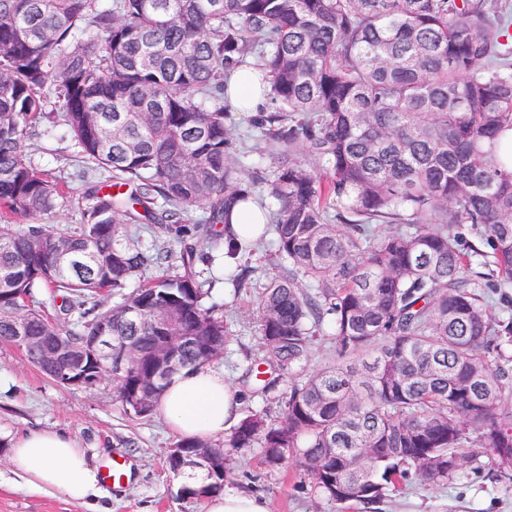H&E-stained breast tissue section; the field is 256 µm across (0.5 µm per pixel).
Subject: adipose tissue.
<instances>
[{"label": "adipose tissue", "mask_w": 512, "mask_h": 512, "mask_svg": "<svg viewBox=\"0 0 512 512\" xmlns=\"http://www.w3.org/2000/svg\"><path fill=\"white\" fill-rule=\"evenodd\" d=\"M226 99L242 112L265 111L267 92L261 73L245 68L229 75ZM238 395L223 370L205 366L175 375L157 402V410L177 439L211 440L239 422ZM14 472L28 485L57 491L82 503L95 500L100 478L84 448L68 433L42 430L15 438L9 453Z\"/></svg>", "instance_id": "obj_1"}]
</instances>
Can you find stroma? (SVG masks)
<instances>
[{
  "label": "stroma",
  "instance_id": "obj_1",
  "mask_svg": "<svg viewBox=\"0 0 512 512\" xmlns=\"http://www.w3.org/2000/svg\"><path fill=\"white\" fill-rule=\"evenodd\" d=\"M45 110L35 135L25 142V156L35 167L51 172L71 196L81 197L98 184L100 174L86 173L74 140L52 119L60 115L62 102L53 87H46ZM231 161L245 165L255 175L268 176L275 166L273 155L256 151L260 135L252 114L228 113ZM209 257L201 265V278L209 300L221 304L224 321L233 339L218 360L224 379L243 394L240 414L268 411L278 415L288 396V379L280 377L269 395L256 393L257 382L247 369H260L262 359L257 299L268 279L278 271V260L269 239L244 248L232 266L224 264L223 247L213 240H198ZM244 285H237V275ZM40 430H63L86 448L93 464L114 458L130 464L127 481L109 484L102 503L109 512H202L201 504L182 499L184 475L171 473L167 458L176 439L158 415L136 419L116 400L110 380L96 387L61 386L48 379L13 346L0 342V512H86L84 506L59 492L29 489L10 467V441ZM261 451L235 452L224 476L223 493L252 494L266 498L271 512H512V472L503 473L479 457L452 481L434 484L411 472L403 489L377 503H353L338 507L315 487L295 460L271 469L261 462Z\"/></svg>",
  "mask_w": 512,
  "mask_h": 512
}]
</instances>
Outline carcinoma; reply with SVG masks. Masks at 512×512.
Segmentation results:
<instances>
[{
    "instance_id": "obj_1",
    "label": "carcinoma",
    "mask_w": 512,
    "mask_h": 512,
    "mask_svg": "<svg viewBox=\"0 0 512 512\" xmlns=\"http://www.w3.org/2000/svg\"><path fill=\"white\" fill-rule=\"evenodd\" d=\"M0 0V342L16 328L76 354L103 324L139 353L97 364L135 418L173 376L218 359L231 334L206 305L187 239L228 224L258 186L278 202L284 262L258 298L263 363L292 377L279 415L249 412L224 444L182 440L168 456L261 448L294 458L330 500L376 502L407 469L443 483L482 448L512 465V0ZM253 52L271 77L256 127L276 148L271 177L228 160L224 73ZM84 162L107 173L66 233L35 220L68 191L25 159L43 90ZM202 210L198 224L182 215ZM15 216L30 224H11ZM150 218L183 244L141 247ZM469 224L479 244L462 242ZM146 281L90 323L72 316ZM303 276L312 288L303 287ZM496 294L504 314L493 316ZM334 359L306 364L322 326ZM182 336L179 368L154 352Z\"/></svg>"
}]
</instances>
